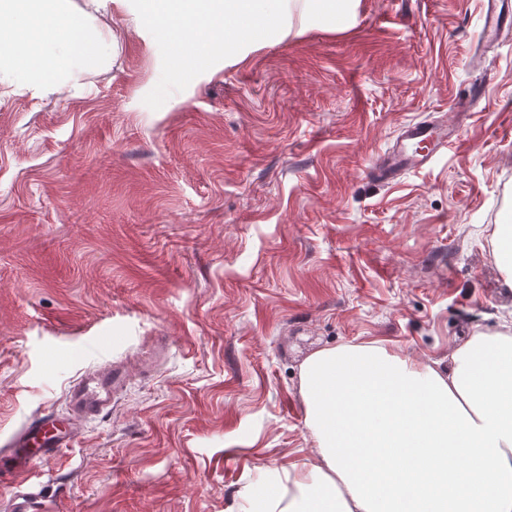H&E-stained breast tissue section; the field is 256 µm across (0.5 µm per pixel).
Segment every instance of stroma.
I'll use <instances>...</instances> for the list:
<instances>
[{
    "mask_svg": "<svg viewBox=\"0 0 512 512\" xmlns=\"http://www.w3.org/2000/svg\"><path fill=\"white\" fill-rule=\"evenodd\" d=\"M480 13L360 0L240 33L232 58L110 6L114 62L68 95H0V439L103 362L131 374L41 465L65 476L58 512H238L267 467L313 455V351L444 360L512 319L489 243L512 225V34L483 44ZM420 120L458 141L370 179Z\"/></svg>",
    "mask_w": 512,
    "mask_h": 512,
    "instance_id": "stroma-1",
    "label": "stroma"
}]
</instances>
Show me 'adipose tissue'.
<instances>
[{
  "label": "adipose tissue",
  "instance_id": "1",
  "mask_svg": "<svg viewBox=\"0 0 512 512\" xmlns=\"http://www.w3.org/2000/svg\"><path fill=\"white\" fill-rule=\"evenodd\" d=\"M358 0H138L135 23L187 46L226 20L353 16ZM100 0H0V84L59 95L107 56ZM313 458L271 469L251 512H512V326L477 331L447 366L383 341L326 347L299 370Z\"/></svg>",
  "mask_w": 512,
  "mask_h": 512
}]
</instances>
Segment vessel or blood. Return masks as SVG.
<instances>
[{"mask_svg":"<svg viewBox=\"0 0 512 512\" xmlns=\"http://www.w3.org/2000/svg\"><path fill=\"white\" fill-rule=\"evenodd\" d=\"M503 5L504 0H482L483 40L492 42L512 32V20L507 19ZM457 139L458 130L453 126L427 120L407 124L392 147L374 163L370 175L392 182L403 171L426 166ZM125 383V373L112 364L88 370L70 385L65 415L32 416L0 443V481L14 489L9 501H0V512H45L49 503L60 502V491L40 480L38 468L62 459L78 440L83 422L111 411Z\"/></svg>","mask_w":512,"mask_h":512,"instance_id":"vessel-or-blood-1","label":"vessel or blood"}]
</instances>
